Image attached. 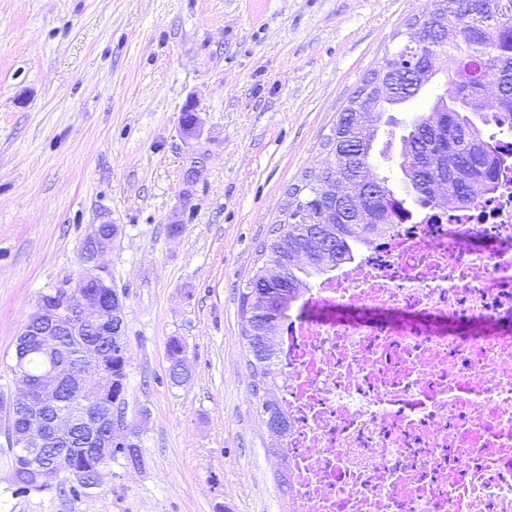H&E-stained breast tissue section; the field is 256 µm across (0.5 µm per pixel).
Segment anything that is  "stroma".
I'll return each mask as SVG.
<instances>
[{"mask_svg":"<svg viewBox=\"0 0 512 512\" xmlns=\"http://www.w3.org/2000/svg\"><path fill=\"white\" fill-rule=\"evenodd\" d=\"M431 0H0V398L38 296L74 281L99 225L126 313L127 415L143 466L113 459L74 500L65 472L17 492L0 410V512H288L257 411L240 293L289 188L326 155L339 112ZM375 162L395 191L405 121ZM197 102L193 142L180 129ZM202 176L186 183L191 157ZM183 225L171 235L172 222ZM186 351L169 376L166 345ZM184 350V346L178 339L172 338L169 341L167 352L171 361L170 378L173 382H181L183 377H188L190 374L185 365L186 357L182 356Z\"/></svg>","mask_w":512,"mask_h":512,"instance_id":"obj_1","label":"stroma"}]
</instances>
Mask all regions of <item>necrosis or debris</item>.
Masks as SVG:
<instances>
[{
    "label": "necrosis or debris",
    "instance_id": "4bbe7bcc",
    "mask_svg": "<svg viewBox=\"0 0 512 512\" xmlns=\"http://www.w3.org/2000/svg\"><path fill=\"white\" fill-rule=\"evenodd\" d=\"M274 365L288 512H512V161L304 290Z\"/></svg>",
    "mask_w": 512,
    "mask_h": 512
}]
</instances>
